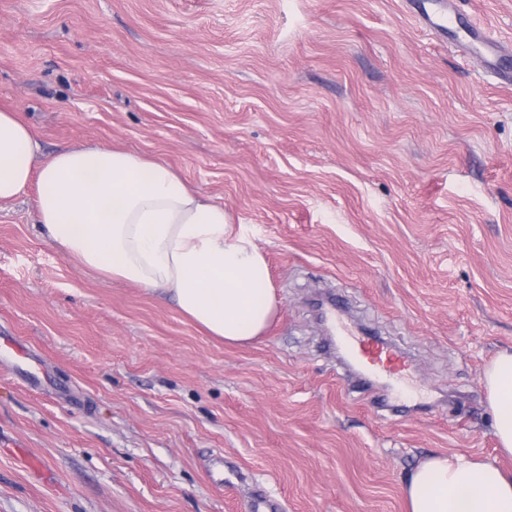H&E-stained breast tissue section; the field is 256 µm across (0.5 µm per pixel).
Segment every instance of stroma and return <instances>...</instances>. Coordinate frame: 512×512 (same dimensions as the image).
Listing matches in <instances>:
<instances>
[{"instance_id": "35a3bbf8", "label": "stroma", "mask_w": 512, "mask_h": 512, "mask_svg": "<svg viewBox=\"0 0 512 512\" xmlns=\"http://www.w3.org/2000/svg\"><path fill=\"white\" fill-rule=\"evenodd\" d=\"M512 41V0H458ZM0 106L42 153L162 160L264 252L278 307L232 345L66 257L38 186L0 206V512H406L428 457L496 460L481 378L512 349V88L407 0H0ZM407 356L382 406L310 297ZM245 480L215 489L207 463Z\"/></svg>"}]
</instances>
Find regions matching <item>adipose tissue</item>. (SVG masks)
I'll return each instance as SVG.
<instances>
[{
    "label": "adipose tissue",
    "instance_id": "obj_1",
    "mask_svg": "<svg viewBox=\"0 0 512 512\" xmlns=\"http://www.w3.org/2000/svg\"><path fill=\"white\" fill-rule=\"evenodd\" d=\"M38 183L36 216L65 256L110 279L169 295L180 312L228 344L259 336L276 301L261 250L234 232L223 204L167 164L108 144L42 155L20 112L0 108V204ZM482 382L493 430L512 455V351ZM407 512H512V475L458 452L408 477Z\"/></svg>",
    "mask_w": 512,
    "mask_h": 512
}]
</instances>
